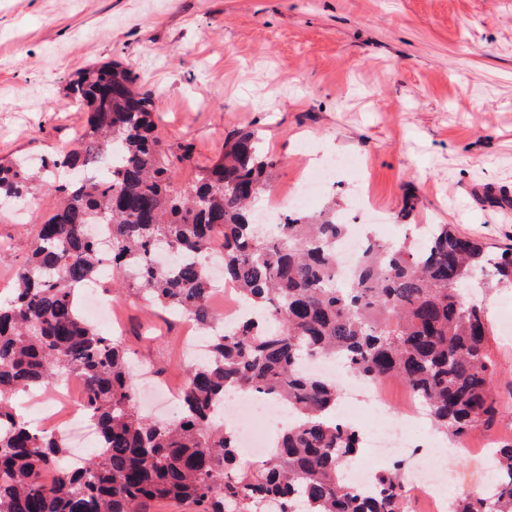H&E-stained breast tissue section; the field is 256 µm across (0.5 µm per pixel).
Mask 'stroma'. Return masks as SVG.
<instances>
[{"mask_svg":"<svg viewBox=\"0 0 512 512\" xmlns=\"http://www.w3.org/2000/svg\"><path fill=\"white\" fill-rule=\"evenodd\" d=\"M117 62L155 93L170 144L205 162L234 129L276 157L270 188L304 169L352 159L307 207L345 212L365 188L383 208L376 231L450 224L488 245H512V0H0V159L39 163L76 139L84 110L67 86ZM49 199L0 214V295L15 284ZM118 334L155 380L178 381L186 332L176 316L123 308ZM497 431L512 430V335L490 339ZM449 495L482 493L485 454L433 448Z\"/></svg>","mask_w":512,"mask_h":512,"instance_id":"1","label":"stroma"}]
</instances>
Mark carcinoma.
Returning <instances> with one entry per match:
<instances>
[{
    "label": "carcinoma",
    "instance_id": "1",
    "mask_svg": "<svg viewBox=\"0 0 512 512\" xmlns=\"http://www.w3.org/2000/svg\"><path fill=\"white\" fill-rule=\"evenodd\" d=\"M67 91L87 110L78 143L36 169L0 161V199H53L17 288L0 299V512H146L159 500L191 512H408L402 464L378 473L372 494L349 482L362 436L336 416V382L304 370L320 357L366 381L400 380L454 442L493 428V324L461 285L512 288V248L493 251L449 224L426 225L422 246L370 235L355 278L340 287L335 206L292 212L273 233L251 218L276 166L258 156L252 132L230 131L222 158L203 164L192 145L162 141L154 94L120 64L83 72ZM109 151L103 178L80 177ZM185 167L196 170L189 183L178 180ZM99 224L110 226L106 243ZM215 261L252 313L185 366L179 418L153 420L136 402L122 340L81 316L79 292L107 268V292L208 334L218 320L208 303ZM71 372L87 381L83 407L100 441L81 470L65 466L63 437L32 429L14 405L18 393L45 392ZM232 388L296 415L247 467L234 430L214 414ZM490 452L494 486L455 498L449 512H512V440Z\"/></svg>",
    "mask_w": 512,
    "mask_h": 512
}]
</instances>
